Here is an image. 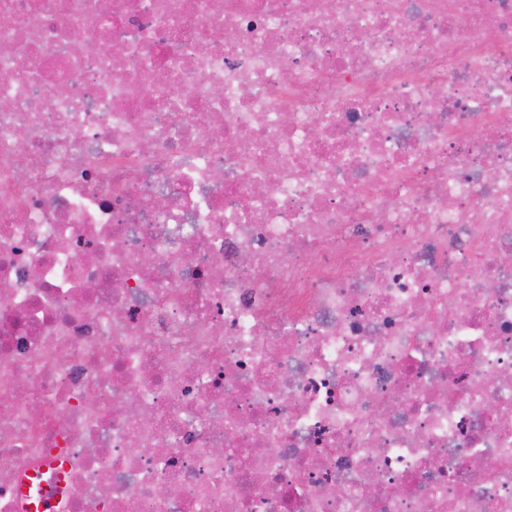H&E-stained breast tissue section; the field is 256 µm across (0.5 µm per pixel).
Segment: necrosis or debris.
Here are the masks:
<instances>
[{
    "label": "necrosis or debris",
    "mask_w": 512,
    "mask_h": 512,
    "mask_svg": "<svg viewBox=\"0 0 512 512\" xmlns=\"http://www.w3.org/2000/svg\"><path fill=\"white\" fill-rule=\"evenodd\" d=\"M101 4L0 0V512H512V0Z\"/></svg>",
    "instance_id": "1"
}]
</instances>
